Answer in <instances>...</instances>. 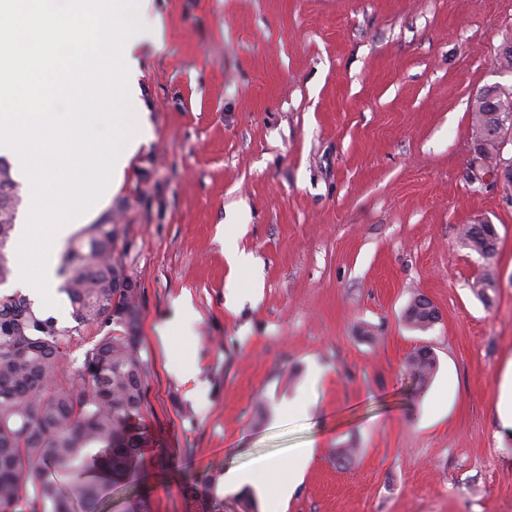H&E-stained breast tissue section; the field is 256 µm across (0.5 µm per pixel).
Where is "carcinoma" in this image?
Here are the masks:
<instances>
[{"mask_svg": "<svg viewBox=\"0 0 512 512\" xmlns=\"http://www.w3.org/2000/svg\"><path fill=\"white\" fill-rule=\"evenodd\" d=\"M489 103L478 95L472 137L483 158L500 153L488 132ZM10 164L0 158V286L13 275L8 247L19 197ZM120 225L107 217L87 225L62 255L59 292L73 326L38 309L21 291L0 294V512H100L112 489L126 485L146 444L142 424L148 362L137 323L138 288L120 254ZM462 243L484 259L497 253L492 224H469ZM422 295L406 307L411 329L425 332L438 318ZM88 348L71 357L73 335ZM437 368L431 348L405 360L404 371L426 388Z\"/></svg>", "mask_w": 512, "mask_h": 512, "instance_id": "1", "label": "carcinoma"}]
</instances>
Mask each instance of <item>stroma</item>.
<instances>
[{
    "label": "stroma",
    "mask_w": 512,
    "mask_h": 512,
    "mask_svg": "<svg viewBox=\"0 0 512 512\" xmlns=\"http://www.w3.org/2000/svg\"><path fill=\"white\" fill-rule=\"evenodd\" d=\"M149 16L162 37L133 55L152 138L105 206L138 288L149 444L112 512H205L186 485L307 446L303 480L254 512H512V184L467 177L474 100L512 87V0H150ZM484 221L489 263L460 240ZM419 294L441 314L424 332L403 320ZM422 346L438 366L418 391L400 369ZM497 412L503 428L512 430V359L508 361L502 375Z\"/></svg>",
    "instance_id": "1"
}]
</instances>
